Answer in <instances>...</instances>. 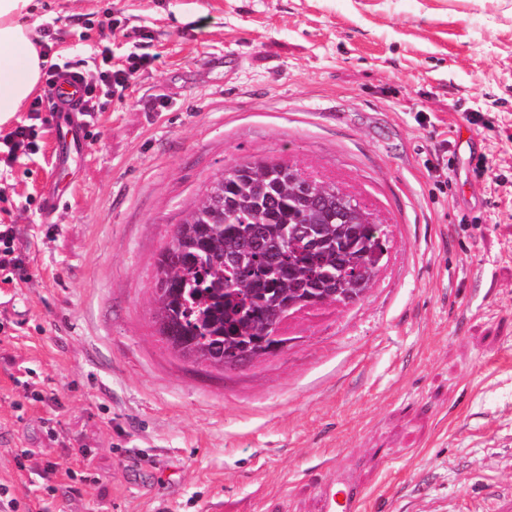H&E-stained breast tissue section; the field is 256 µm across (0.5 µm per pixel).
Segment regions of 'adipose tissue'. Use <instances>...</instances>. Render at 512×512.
I'll return each mask as SVG.
<instances>
[{
	"label": "adipose tissue",
	"mask_w": 512,
	"mask_h": 512,
	"mask_svg": "<svg viewBox=\"0 0 512 512\" xmlns=\"http://www.w3.org/2000/svg\"><path fill=\"white\" fill-rule=\"evenodd\" d=\"M33 0H0V125L20 112L46 64L32 37Z\"/></svg>",
	"instance_id": "1"
}]
</instances>
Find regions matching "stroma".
Segmentation results:
<instances>
[{"label":"stroma","mask_w":512,"mask_h":512,"mask_svg":"<svg viewBox=\"0 0 512 512\" xmlns=\"http://www.w3.org/2000/svg\"><path fill=\"white\" fill-rule=\"evenodd\" d=\"M36 4L48 63L154 61L66 159L39 86L36 150L0 169L27 275L0 282L15 512H322L332 482L356 512H488L484 487L512 490V0ZM265 159L359 199L387 254L276 357L200 370L154 332L155 259L215 174Z\"/></svg>","instance_id":"35a3bbf8"}]
</instances>
